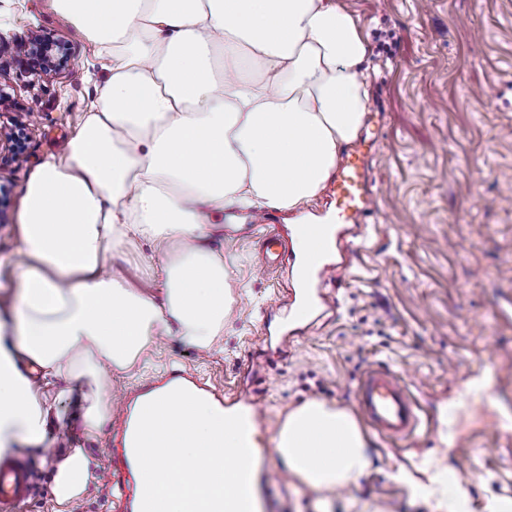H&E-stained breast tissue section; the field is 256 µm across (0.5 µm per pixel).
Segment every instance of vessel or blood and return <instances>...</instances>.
<instances>
[{
	"label": "vessel or blood",
	"mask_w": 512,
	"mask_h": 512,
	"mask_svg": "<svg viewBox=\"0 0 512 512\" xmlns=\"http://www.w3.org/2000/svg\"><path fill=\"white\" fill-rule=\"evenodd\" d=\"M362 154H353L336 179L337 217L348 223H360L372 211L370 193L362 172ZM314 248L305 261L307 275H314L325 282H335L340 273L337 266L327 263L335 236L331 225L321 224L314 231ZM185 388L195 395H209L210 386L201 383L185 369H176L153 386L140 390L138 397L126 399L123 410L124 435L121 448L112 459L110 481L117 512H140L143 497L142 474L134 452V412L138 398H145L158 391ZM355 399L362 418L379 434L390 439H406L418 430L421 420L419 408L407 386L392 370L378 366L366 371L359 379ZM225 413L243 414L247 424L258 422L261 417L259 401L242 400L233 394L217 399ZM32 490V471L27 461L19 456L0 459V512H15L25 502Z\"/></svg>",
	"instance_id": "1"
}]
</instances>
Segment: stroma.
<instances>
[{
  "mask_svg": "<svg viewBox=\"0 0 512 512\" xmlns=\"http://www.w3.org/2000/svg\"><path fill=\"white\" fill-rule=\"evenodd\" d=\"M368 36L370 105L365 123L373 212L366 236L345 253L336 299L285 350L265 325L287 272L263 269L260 235L236 210L215 216V249L239 261V287L218 349L179 337L158 346L156 367L116 375L125 392L172 367L191 368L243 397L260 396L259 462L281 471L274 438L292 409L318 400L356 413L355 388L382 365L404 380L421 408L416 437L394 442L372 429L370 469L347 488L315 492L288 475L267 492V512H448L397 477L423 479L449 466L468 491V512H512V0H340ZM5 38L49 32L73 53L70 69L36 80L0 53V123L27 133L19 160L0 161V255L13 253L26 184L42 160L77 130L105 74L83 38L48 0H0ZM161 256L139 239L106 264L134 287L155 291ZM67 448L83 449L92 479L70 512H111L109 449L123 424L110 413L92 439L68 406ZM33 492L22 512H54V467L22 451Z\"/></svg>",
  "mask_w": 512,
  "mask_h": 512,
  "instance_id": "35a3bbf8",
  "label": "stroma"
}]
</instances>
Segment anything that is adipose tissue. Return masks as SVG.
Returning a JSON list of instances; mask_svg holds the SVG:
<instances>
[{
	"mask_svg": "<svg viewBox=\"0 0 512 512\" xmlns=\"http://www.w3.org/2000/svg\"><path fill=\"white\" fill-rule=\"evenodd\" d=\"M101 60L104 85L62 150L32 174L0 269L18 278L0 311V457L55 448L63 403L95 437L113 375L165 336L209 351L232 304L237 260L212 247L215 215L303 212L368 110V44L339 0H51ZM163 256L161 293L104 274L135 239ZM275 450L322 492L370 465L348 412L288 413ZM91 473L82 449L55 461L56 512Z\"/></svg>",
	"mask_w": 512,
	"mask_h": 512,
	"instance_id": "adipose-tissue-1",
	"label": "adipose tissue"
}]
</instances>
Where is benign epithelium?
<instances>
[{
	"label": "benign epithelium",
	"mask_w": 512,
	"mask_h": 512,
	"mask_svg": "<svg viewBox=\"0 0 512 512\" xmlns=\"http://www.w3.org/2000/svg\"><path fill=\"white\" fill-rule=\"evenodd\" d=\"M9 49L13 61L26 71H35L45 75L57 73L71 65L70 48L49 33L28 37H14L6 43L0 37V47ZM17 128L11 126L8 132H0V148H11L15 157L24 152V142L17 141Z\"/></svg>",
	"instance_id": "obj_1"
}]
</instances>
